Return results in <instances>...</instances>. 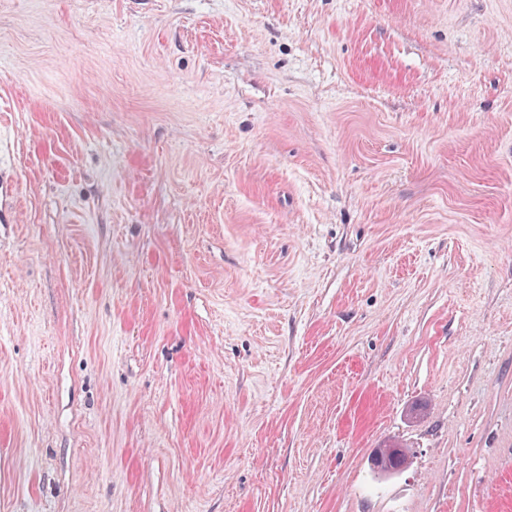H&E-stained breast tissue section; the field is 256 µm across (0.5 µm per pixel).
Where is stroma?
<instances>
[{
    "instance_id": "obj_1",
    "label": "stroma",
    "mask_w": 512,
    "mask_h": 512,
    "mask_svg": "<svg viewBox=\"0 0 512 512\" xmlns=\"http://www.w3.org/2000/svg\"><path fill=\"white\" fill-rule=\"evenodd\" d=\"M0 512H512V0H0Z\"/></svg>"
}]
</instances>
